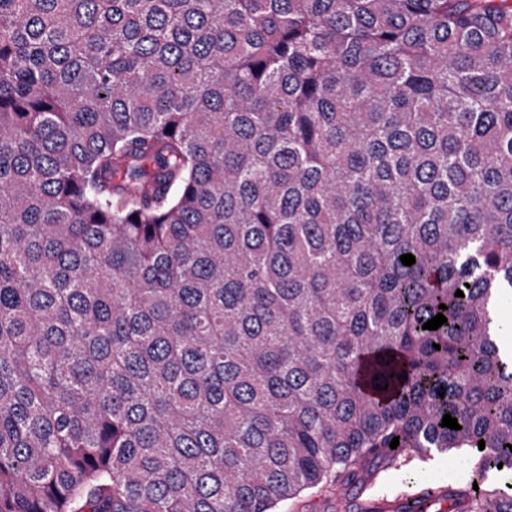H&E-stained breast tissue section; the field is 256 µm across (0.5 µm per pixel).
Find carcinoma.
Returning a JSON list of instances; mask_svg holds the SVG:
<instances>
[{
	"label": "carcinoma",
	"instance_id": "obj_1",
	"mask_svg": "<svg viewBox=\"0 0 512 512\" xmlns=\"http://www.w3.org/2000/svg\"><path fill=\"white\" fill-rule=\"evenodd\" d=\"M510 297L512 0H0V512H512ZM450 458L448 453L441 454L432 450L427 457L423 460L414 459L410 461L407 465L403 466L399 471L389 470L386 472H381L377 477L368 479L366 485L371 484H379V483H390L393 485L400 484V478L407 475L408 477L414 478H424L427 482L434 478V476L448 473V479H450L453 474L448 471V466H452L455 468V477L452 481L449 482V485H453L454 487H464L467 486L472 479V471L468 468L459 466L452 461L448 460ZM335 488V487H334ZM361 491L339 487L331 492H316L310 490L301 495L300 501L292 509H288V501L280 506L279 512H345V507L351 505V512H393L399 510H413L409 501H413L420 494L415 495L411 500L401 495L389 497L376 493L373 498L368 500L365 506V500L369 491L361 495ZM369 510H365V509ZM290 510V511H289Z\"/></svg>",
	"mask_w": 512,
	"mask_h": 512
}]
</instances>
